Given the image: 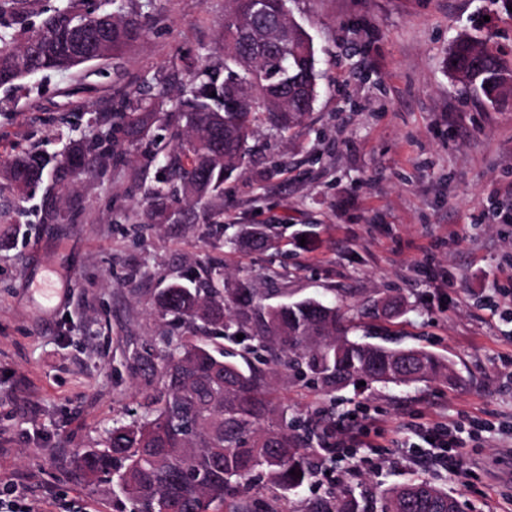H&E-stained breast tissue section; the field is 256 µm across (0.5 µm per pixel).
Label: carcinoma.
Segmentation results:
<instances>
[{
  "label": "carcinoma",
  "mask_w": 512,
  "mask_h": 512,
  "mask_svg": "<svg viewBox=\"0 0 512 512\" xmlns=\"http://www.w3.org/2000/svg\"><path fill=\"white\" fill-rule=\"evenodd\" d=\"M127 0H99L87 15L86 0L59 4L30 15L27 0H0V87L12 89L38 73L68 70L116 57L143 34ZM219 50L188 66L174 103L165 114L175 148L160 165L151 188V219H172L173 205L209 204L224 191L245 158L258 122L266 119L285 134L301 125L319 95L321 75L307 29L290 15L288 0H226ZM115 6L109 10L108 6ZM448 71L493 107L512 102V63L486 43L460 36L448 52ZM154 98L142 96L116 112L118 129L147 140L158 120ZM113 154L105 136L75 140L62 153L23 152L7 174L25 191L49 178L63 185L90 162ZM248 281L215 285L211 273L179 283L157 297L161 313L188 329L165 337L166 348L148 364V382L162 390L145 414L112 427L105 448L81 454L79 470L89 481L116 480L125 512H251L240 498L245 483L265 475L279 490L294 493L311 482L313 438L300 432L274 402L272 385L286 372L332 392L363 379L382 386L459 382L452 364L421 347L393 348L349 337L340 308L316 299L275 307ZM219 333L235 342L243 335L241 361L211 349L202 338ZM265 353L270 371L250 356ZM302 473L297 478L290 474ZM454 496L427 479L390 489L380 512H450ZM307 512H366L351 489L329 491L308 503Z\"/></svg>",
  "instance_id": "obj_1"
}]
</instances>
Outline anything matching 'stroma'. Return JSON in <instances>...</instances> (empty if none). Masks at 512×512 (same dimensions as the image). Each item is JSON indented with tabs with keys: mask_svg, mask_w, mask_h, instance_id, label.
I'll return each mask as SVG.
<instances>
[{
	"mask_svg": "<svg viewBox=\"0 0 512 512\" xmlns=\"http://www.w3.org/2000/svg\"><path fill=\"white\" fill-rule=\"evenodd\" d=\"M132 7L144 33L119 58L0 88V167L18 149L62 151L73 135L113 142L58 193L57 224L42 221L51 181L22 193L0 170V498L29 512H122L112 481L88 482L76 458L141 411L150 388L138 357L181 333L157 295L217 269L228 284L256 276L272 306L340 303L351 336L426 348L462 379L327 394L280 375L288 416L352 418L369 434L320 453L296 493L256 478L259 512H305L330 489L378 501L416 477L473 512H512V108L467 93L447 68L462 34L512 60V13L501 0H290L322 74L312 112L285 139L260 126L217 202L223 223L197 208L149 224L157 166L116 132L114 113L145 82L174 97L187 65L216 48L224 0ZM256 224L278 254L249 248ZM45 278L48 303L36 292ZM385 297L400 301L396 317L372 315ZM437 422L463 427L456 467L420 441Z\"/></svg>",
	"mask_w": 512,
	"mask_h": 512,
	"instance_id": "1",
	"label": "stroma"
}]
</instances>
